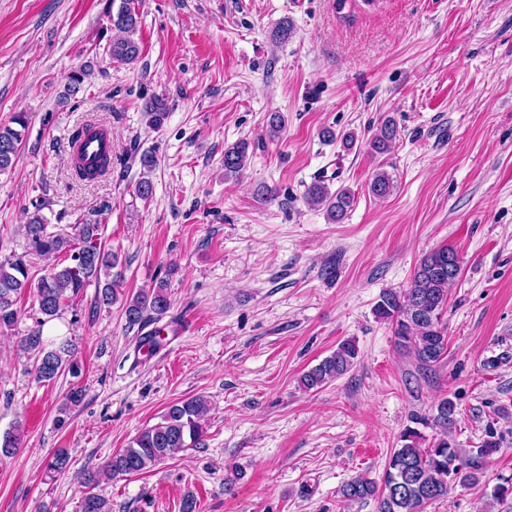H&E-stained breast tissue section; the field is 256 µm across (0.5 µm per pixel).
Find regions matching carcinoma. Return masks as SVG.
Instances as JSON below:
<instances>
[{"mask_svg":"<svg viewBox=\"0 0 512 512\" xmlns=\"http://www.w3.org/2000/svg\"><path fill=\"white\" fill-rule=\"evenodd\" d=\"M112 27L118 35L112 40L110 55L120 63H132L141 54L140 43L134 38L138 30L139 14L134 0H121L110 15ZM86 71L76 70L67 75L62 98L76 95ZM146 112L152 125L159 127L167 117L165 99L154 97L146 102ZM27 128L25 113L18 112L12 124L0 126V174L12 169ZM397 137L395 120L384 117L376 131L366 140L375 154L387 153ZM249 142L241 140L224 150V174L233 175L245 167ZM109 158L100 156L90 164L73 165V174L81 181H93L110 169ZM392 181L385 171H378L370 183L371 193L384 198L390 194ZM305 198L313 206L324 207L330 221L338 223L347 215L354 198L348 189L330 192L325 183L316 181L308 186ZM41 205L23 225L31 253L38 257L66 253L70 264L56 265L38 279L30 276L31 265L25 257L0 261V330L12 328L18 320L17 296L24 291L33 294L37 303L36 326L20 340L21 347L35 355V375L50 382L67 372L77 377L81 366L76 358V346L68 337L48 340L43 326L60 317L70 298L77 296L87 285L98 288V306H111L120 296L122 271L119 254L102 246L97 223L75 225L76 236L47 231V224L39 214ZM459 260L450 247H442L422 257L410 285L399 291L387 290L377 301L376 317L391 325L396 344L415 356L424 367L439 362L448 349L442 313L448 304V287L459 277L461 265L448 271L450 261ZM170 307L164 284L152 291L125 299L123 310L128 327H141L145 313L163 314ZM359 350L352 339L340 341L332 353L300 376V384L307 391H317L348 373L357 363ZM209 411L208 401L202 396L189 397L170 405L161 421L139 431L126 447L112 454L101 469L86 475L88 490L80 502V512H112L111 504L96 492L100 484L119 475H137L171 458L184 448L202 442V421ZM456 404L449 398L441 399L436 413L422 419V424L438 430L431 446L421 448V433L407 428L401 434L402 447L390 455L381 477L377 480L356 476L340 488L341 497L348 503L373 499L377 512H426L428 505L448 496L455 484H479L487 458L497 452L499 442L494 427L485 431L481 445L462 449L457 447L454 433L458 422ZM21 425L17 424L0 434V454L9 456L19 448Z\"/></svg>","mask_w":512,"mask_h":512,"instance_id":"1","label":"carcinoma"}]
</instances>
